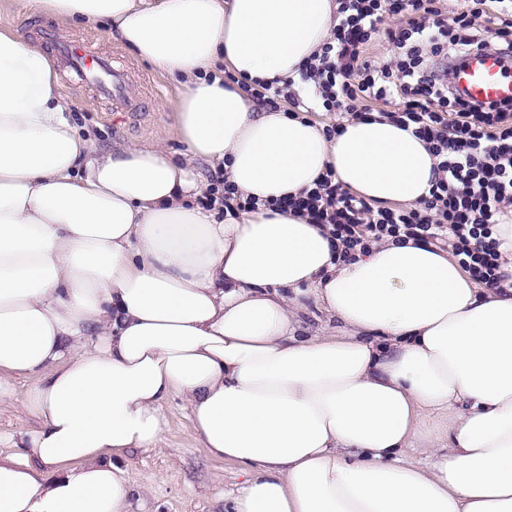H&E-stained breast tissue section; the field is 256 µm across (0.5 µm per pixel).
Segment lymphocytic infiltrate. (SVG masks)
<instances>
[{
  "mask_svg": "<svg viewBox=\"0 0 512 512\" xmlns=\"http://www.w3.org/2000/svg\"><path fill=\"white\" fill-rule=\"evenodd\" d=\"M339 23L300 79L317 105L339 113L325 126L334 138L349 120L384 118L412 130L439 157L440 177L428 197L403 208L381 207L351 192L333 172L298 196L276 200L280 211L327 227L339 260L369 254L380 242L406 239L446 246L473 281L499 287L497 224L512 211V103H474L452 86L451 67L470 52L493 47L512 61V0H337ZM451 24H443L444 11ZM393 47L386 62L370 44Z\"/></svg>",
  "mask_w": 512,
  "mask_h": 512,
  "instance_id": "f902f5d3",
  "label": "lymphocytic infiltrate"
}]
</instances>
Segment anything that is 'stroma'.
I'll use <instances>...</instances> for the list:
<instances>
[{"instance_id": "obj_1", "label": "stroma", "mask_w": 512, "mask_h": 512, "mask_svg": "<svg viewBox=\"0 0 512 512\" xmlns=\"http://www.w3.org/2000/svg\"><path fill=\"white\" fill-rule=\"evenodd\" d=\"M0 30L17 32L39 44L48 31L57 41L88 43L92 51L116 56L133 69L132 102L120 112L113 111L111 103L97 99L88 85L65 76L60 79L76 129L89 137L95 147L162 142L170 149H180L173 130V114L180 94L178 84L113 39L107 25L94 30L78 25L64 27L45 15L19 12L15 0H0ZM29 385V380L17 379L16 400L0 406L1 457L12 452L9 435L36 425L20 402ZM164 412L168 426L159 448L130 450L122 458L132 490L130 512H224L225 494L242 479L239 466L208 454L180 397H172Z\"/></svg>"}]
</instances>
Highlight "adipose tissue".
<instances>
[{
	"instance_id": "obj_1",
	"label": "adipose tissue",
	"mask_w": 512,
	"mask_h": 512,
	"mask_svg": "<svg viewBox=\"0 0 512 512\" xmlns=\"http://www.w3.org/2000/svg\"><path fill=\"white\" fill-rule=\"evenodd\" d=\"M31 3L108 21L177 81L186 151L93 148L46 51L0 31V402L30 379L36 421L0 460V512H126L120 457L159 445L175 395L210 456L244 470L224 512H512V218L507 284L485 288L412 239L339 261L325 226L268 207L329 169L378 204L439 176L383 117L328 139L239 88L298 79L336 0ZM203 164L263 207L195 205ZM311 303L328 321L313 333Z\"/></svg>"
}]
</instances>
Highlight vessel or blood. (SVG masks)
<instances>
[{
	"mask_svg": "<svg viewBox=\"0 0 512 512\" xmlns=\"http://www.w3.org/2000/svg\"><path fill=\"white\" fill-rule=\"evenodd\" d=\"M57 55L76 78L94 88L98 98L115 105L128 104L133 87L129 66L73 43L58 46ZM452 83L478 103L512 100V68L505 67L501 55L493 50L476 51L464 58Z\"/></svg>",
	"mask_w": 512,
	"mask_h": 512,
	"instance_id": "1",
	"label": "vessel or blood"
}]
</instances>
